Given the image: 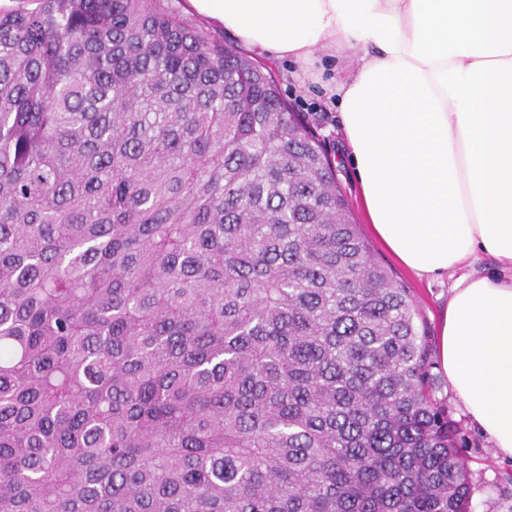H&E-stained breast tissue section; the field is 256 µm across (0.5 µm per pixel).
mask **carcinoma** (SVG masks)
<instances>
[{"label":"carcinoma","mask_w":512,"mask_h":512,"mask_svg":"<svg viewBox=\"0 0 512 512\" xmlns=\"http://www.w3.org/2000/svg\"><path fill=\"white\" fill-rule=\"evenodd\" d=\"M0 11V512H470L409 290L278 80L172 0Z\"/></svg>","instance_id":"1"}]
</instances>
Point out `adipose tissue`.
<instances>
[{
    "label": "adipose tissue",
    "mask_w": 512,
    "mask_h": 512,
    "mask_svg": "<svg viewBox=\"0 0 512 512\" xmlns=\"http://www.w3.org/2000/svg\"><path fill=\"white\" fill-rule=\"evenodd\" d=\"M186 4L269 58L351 55L333 92L371 228L414 275L457 272L442 367L512 458V0Z\"/></svg>",
    "instance_id": "adipose-tissue-1"
}]
</instances>
